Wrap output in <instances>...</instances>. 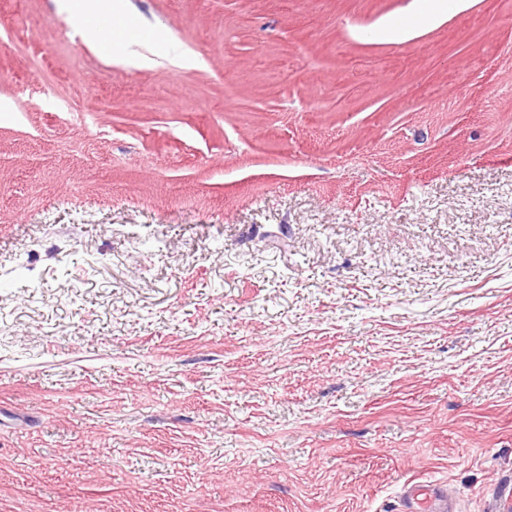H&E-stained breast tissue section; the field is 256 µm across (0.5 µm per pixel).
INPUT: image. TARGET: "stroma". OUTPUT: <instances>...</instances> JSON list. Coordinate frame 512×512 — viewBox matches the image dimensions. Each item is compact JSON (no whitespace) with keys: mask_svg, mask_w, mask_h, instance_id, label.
<instances>
[{"mask_svg":"<svg viewBox=\"0 0 512 512\" xmlns=\"http://www.w3.org/2000/svg\"><path fill=\"white\" fill-rule=\"evenodd\" d=\"M410 3L0 0V512H493L512 0ZM415 8L411 15L410 22L405 28L398 31L393 24L383 28V34L389 37L406 36L418 23L433 21L448 13V9L458 7L462 0H415ZM409 512H450L448 496L428 484H415L408 494Z\"/></svg>","mask_w":512,"mask_h":512,"instance_id":"stroma-1","label":"stroma"}]
</instances>
